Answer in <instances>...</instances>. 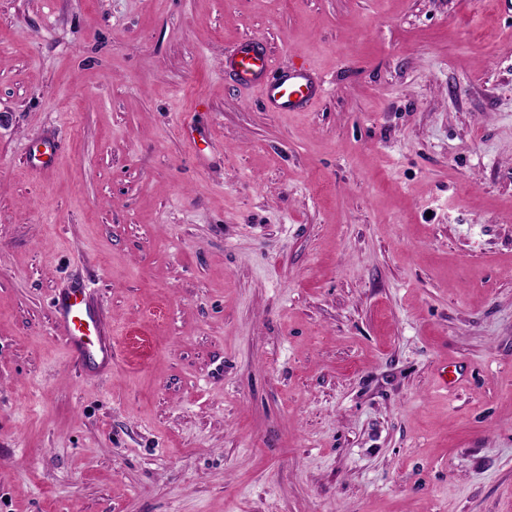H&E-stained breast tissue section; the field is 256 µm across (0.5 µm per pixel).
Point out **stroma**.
<instances>
[{
  "mask_svg": "<svg viewBox=\"0 0 512 512\" xmlns=\"http://www.w3.org/2000/svg\"><path fill=\"white\" fill-rule=\"evenodd\" d=\"M0 512H512V0H0ZM273 61L256 38L243 41L224 57V68L246 88L257 89L271 112H297L315 102L322 84L303 63L290 64L279 76L270 78ZM84 280L70 281L54 297L55 323L72 357L83 369L112 367V336L109 343L101 337L107 325L92 302ZM89 336H95L94 342Z\"/></svg>",
  "mask_w": 512,
  "mask_h": 512,
  "instance_id": "obj_1",
  "label": "stroma"
}]
</instances>
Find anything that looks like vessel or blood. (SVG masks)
Segmentation results:
<instances>
[{
  "label": "vessel or blood",
  "mask_w": 512,
  "mask_h": 512,
  "mask_svg": "<svg viewBox=\"0 0 512 512\" xmlns=\"http://www.w3.org/2000/svg\"><path fill=\"white\" fill-rule=\"evenodd\" d=\"M224 67L246 88L257 89L269 111L296 112L315 102L322 84L305 64H290L279 76H271L273 61L256 38L243 41L225 56ZM55 323L76 362L85 369L112 365V346L104 337L107 325L92 302L88 285L70 281L55 296Z\"/></svg>",
  "instance_id": "b4317fda"
}]
</instances>
